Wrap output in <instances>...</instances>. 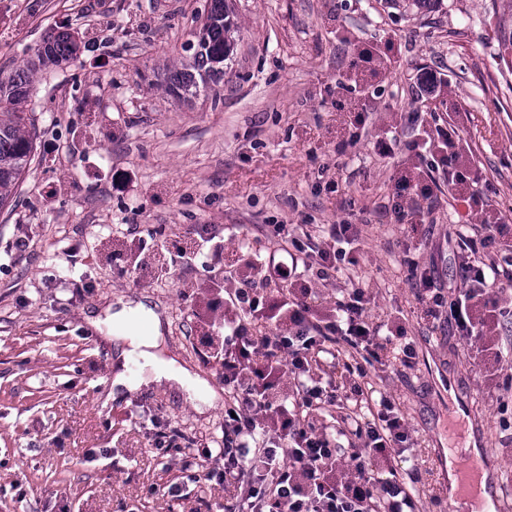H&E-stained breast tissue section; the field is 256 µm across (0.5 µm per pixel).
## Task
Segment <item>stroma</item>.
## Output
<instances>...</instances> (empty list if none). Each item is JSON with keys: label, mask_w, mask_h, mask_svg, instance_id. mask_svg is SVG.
<instances>
[{"label": "stroma", "mask_w": 512, "mask_h": 512, "mask_svg": "<svg viewBox=\"0 0 512 512\" xmlns=\"http://www.w3.org/2000/svg\"><path fill=\"white\" fill-rule=\"evenodd\" d=\"M205 5L0 0V78L53 29L81 43L31 83L36 156L0 211V512H222L223 484L189 481L183 453L223 470L205 455L223 402L201 413L162 384L108 399L114 349L84 314L143 301L161 355L223 393L209 303L246 260L285 259L276 224L356 227L349 274L415 352L381 351L364 386L407 416L398 471L416 512H448L456 429L512 488V370L410 287L415 265L460 288L450 225H501L498 244L472 243L478 260L512 242V0H229L224 80L182 102L165 79ZM426 70L442 82L424 100ZM439 125L459 133L466 181L426 197L434 175L408 145Z\"/></svg>", "instance_id": "stroma-1"}]
</instances>
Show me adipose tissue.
Returning a JSON list of instances; mask_svg holds the SVG:
<instances>
[{
  "label": "adipose tissue",
  "instance_id": "adipose-tissue-1",
  "mask_svg": "<svg viewBox=\"0 0 512 512\" xmlns=\"http://www.w3.org/2000/svg\"><path fill=\"white\" fill-rule=\"evenodd\" d=\"M111 320L119 360L127 362L132 357H141L152 369V381L166 382L195 409L213 406L217 395L209 390L205 380L176 361L158 357L156 348L161 338V319L153 309L140 301H128L112 314Z\"/></svg>",
  "mask_w": 512,
  "mask_h": 512
}]
</instances>
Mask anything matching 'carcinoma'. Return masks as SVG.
<instances>
[{
    "mask_svg": "<svg viewBox=\"0 0 512 512\" xmlns=\"http://www.w3.org/2000/svg\"><path fill=\"white\" fill-rule=\"evenodd\" d=\"M204 17L183 45L190 62L166 79L167 91L178 98L195 97L224 80V61L233 51L234 21L225 0H207ZM79 50L80 45L70 32L54 29L46 34L34 57L0 79V210L12 202L34 156L26 112L34 72L49 65L59 66Z\"/></svg>",
    "mask_w": 512,
    "mask_h": 512,
    "instance_id": "1",
    "label": "carcinoma"
}]
</instances>
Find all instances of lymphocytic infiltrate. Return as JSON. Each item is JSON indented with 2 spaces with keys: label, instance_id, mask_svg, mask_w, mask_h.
<instances>
[{
  "label": "lymphocytic infiltrate",
  "instance_id": "f902f5d3",
  "mask_svg": "<svg viewBox=\"0 0 512 512\" xmlns=\"http://www.w3.org/2000/svg\"><path fill=\"white\" fill-rule=\"evenodd\" d=\"M290 244L287 260L266 266L264 278L282 292L264 295L245 275L240 287L224 291V444L216 456L224 473L246 481L225 512H405L412 501L397 476L400 448L409 437L407 419L394 403L380 398L373 419L356 421L361 441L350 457L339 455L325 435L305 425L303 410L339 402L335 386L313 382L311 362L327 352L330 339L342 340L356 354L380 348L377 328L367 320L372 293L354 288L335 308L318 312L306 302L309 286L336 271L342 250L332 241L352 243L350 224L330 225L328 241L276 225ZM501 263L463 261L462 289L446 299L441 284L420 276L415 296L421 302L447 303L448 324L458 336L483 340L503 316L501 266L512 267V246Z\"/></svg>",
  "mask_w": 512,
  "mask_h": 512
}]
</instances>
